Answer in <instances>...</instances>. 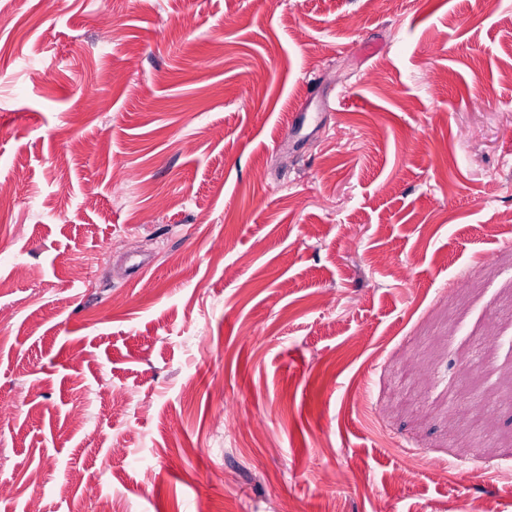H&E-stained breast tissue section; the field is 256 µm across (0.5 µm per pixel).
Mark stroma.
Listing matches in <instances>:
<instances>
[{
  "label": "stroma",
  "instance_id": "35a3bbf8",
  "mask_svg": "<svg viewBox=\"0 0 512 512\" xmlns=\"http://www.w3.org/2000/svg\"><path fill=\"white\" fill-rule=\"evenodd\" d=\"M1 182L0 512H512V0H0Z\"/></svg>",
  "mask_w": 512,
  "mask_h": 512
}]
</instances>
